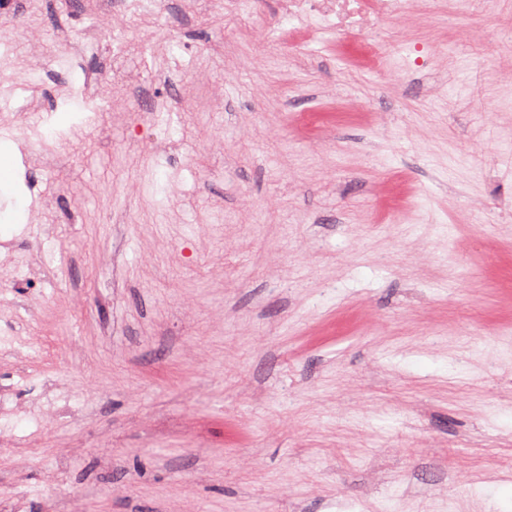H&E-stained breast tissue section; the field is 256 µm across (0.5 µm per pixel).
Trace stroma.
I'll use <instances>...</instances> for the list:
<instances>
[{
  "label": "stroma",
  "instance_id": "35a3bbf8",
  "mask_svg": "<svg viewBox=\"0 0 512 512\" xmlns=\"http://www.w3.org/2000/svg\"><path fill=\"white\" fill-rule=\"evenodd\" d=\"M280 2L0 0V512H512V51ZM364 55L368 62L384 71L392 64L393 53L390 52V48H386L384 43L376 38L365 43Z\"/></svg>",
  "mask_w": 512,
  "mask_h": 512
}]
</instances>
